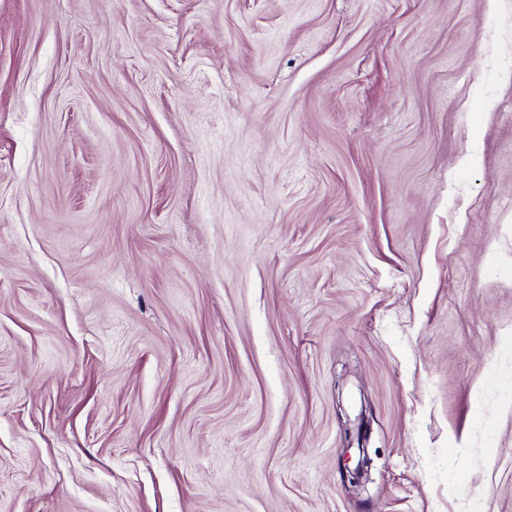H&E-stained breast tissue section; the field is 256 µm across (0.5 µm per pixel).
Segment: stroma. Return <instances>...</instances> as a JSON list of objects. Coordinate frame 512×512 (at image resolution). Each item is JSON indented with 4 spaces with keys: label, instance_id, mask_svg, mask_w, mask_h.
Listing matches in <instances>:
<instances>
[{
    "label": "stroma",
    "instance_id": "35a3bbf8",
    "mask_svg": "<svg viewBox=\"0 0 512 512\" xmlns=\"http://www.w3.org/2000/svg\"><path fill=\"white\" fill-rule=\"evenodd\" d=\"M507 454L512 0H0V512H512ZM349 444L347 445V448H344L342 453V465L343 469L345 470V478L346 481L353 487L358 486L361 483V480L364 475V466L368 464L369 458H368V452L367 448H358L359 455L361 453L362 458L358 460L356 465L354 467L350 466V461L352 457L350 456L349 450L351 448H348Z\"/></svg>",
    "mask_w": 512,
    "mask_h": 512
}]
</instances>
